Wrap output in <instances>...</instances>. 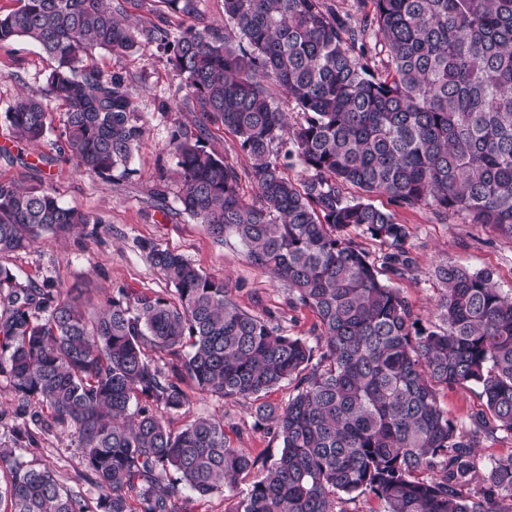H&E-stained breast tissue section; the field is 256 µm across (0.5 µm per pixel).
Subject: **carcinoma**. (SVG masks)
Returning <instances> with one entry per match:
<instances>
[{"label": "carcinoma", "mask_w": 512, "mask_h": 512, "mask_svg": "<svg viewBox=\"0 0 512 512\" xmlns=\"http://www.w3.org/2000/svg\"><path fill=\"white\" fill-rule=\"evenodd\" d=\"M140 2L22 0L0 15V44L26 37L54 61L56 148L100 177L129 171L143 126L126 73L98 66L96 50L170 53L177 108L192 115L170 137L180 212L218 241L236 237L288 286L289 307L315 314L324 347L242 310L224 281L151 241L140 248L176 299L119 286L91 316L82 289L0 265V374L21 419L12 438L68 431L86 463L79 480L98 492L92 506L52 468L1 449L0 512H178L185 490L227 491L231 512H344V498L364 493L383 512H512V453L487 466L477 453L485 435L512 439V296L489 271L440 265L441 324L422 325L382 278L416 271L408 228L370 202L425 205L512 239V0H371L359 27L327 0H223L222 24L203 21L201 0H160L154 18L127 21ZM5 116L19 140L47 136L36 97ZM215 126L250 168L207 148ZM293 157L307 172L298 182L284 173ZM245 178L258 187L250 202ZM99 223L53 192L0 181V254ZM351 228L379 243L380 263ZM286 380L288 404L253 411L280 455L245 488L238 479L258 460L230 445L224 419L175 432L153 410L190 405L189 384L255 402ZM439 385L480 389L474 428L448 417Z\"/></svg>", "instance_id": "1"}]
</instances>
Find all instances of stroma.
I'll use <instances>...</instances> for the list:
<instances>
[{
  "label": "stroma",
  "instance_id": "obj_1",
  "mask_svg": "<svg viewBox=\"0 0 512 512\" xmlns=\"http://www.w3.org/2000/svg\"><path fill=\"white\" fill-rule=\"evenodd\" d=\"M96 57L106 69L126 71L145 129L126 175L102 178L82 173L55 150L62 109L47 97L51 60L26 38L0 44V141L7 143L6 150H0V180L54 191L64 204L100 219L98 227L78 229L63 239L42 236L27 250L0 256V265L23 280L39 283L50 279L61 288L79 285L85 308L92 314L119 285L173 297V286L138 247L139 241L150 240L183 254L207 274L223 280L247 312L273 318L284 334L316 344L314 314L305 308H289L287 288L251 265L236 238L215 241L203 225L180 213L178 177L169 145L171 131L181 118L175 108L180 78L167 55L152 50L129 57L100 50ZM21 94L47 102L50 129L42 143L9 138L5 114ZM394 214L397 222L408 227L411 252L419 267L415 278L398 281L397 286L424 324L438 322L444 287L436 269L441 264L491 271L498 287L512 294V239L491 226L468 223L459 215L445 218L425 206L398 208ZM191 399L184 410L168 414L171 429L199 417L219 416L232 447L270 462L279 456L280 440L255 427L250 403L227 402L197 392ZM16 405L9 380L0 374V446L13 448L24 460L55 469L66 484L77 483L76 476L85 463L68 432L39 435L31 445L14 447L10 427Z\"/></svg>",
  "mask_w": 512,
  "mask_h": 512
}]
</instances>
